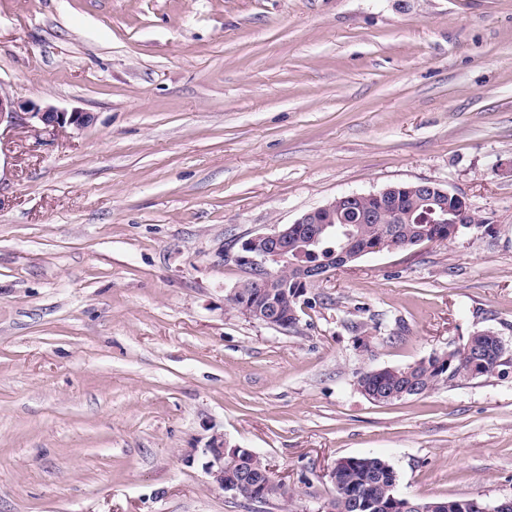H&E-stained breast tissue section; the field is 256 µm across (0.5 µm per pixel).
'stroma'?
I'll return each instance as SVG.
<instances>
[{
  "mask_svg": "<svg viewBox=\"0 0 512 512\" xmlns=\"http://www.w3.org/2000/svg\"><path fill=\"white\" fill-rule=\"evenodd\" d=\"M0 87L91 122L0 130V512H281L377 456L410 498L512 496V0H0ZM433 181L481 219L370 254L296 327L226 296L242 242L347 193ZM487 329L508 366L375 403ZM229 449L233 452L243 448H226L224 442L218 438H213L207 447L203 449L205 456L203 469L209 475L212 484L217 489L225 493H231L234 496H239V487L251 482L253 476L251 474L241 473L239 479L233 478L232 481L226 482L224 481V474L237 476L240 472L251 471L254 475L253 482L241 489L240 496L242 498H252L254 493L257 494V491L253 489V486L257 484L262 485L261 490H264L263 497L267 500H279L284 498L287 494L288 497H291L290 493H294L283 485L274 483L267 484V480L261 473L264 472L265 469L266 476L270 480L274 482L279 480L273 477L269 465L266 466V462L263 458L252 453H247L246 451H240L237 453L236 457H229L227 456Z\"/></svg>",
  "mask_w": 512,
  "mask_h": 512,
  "instance_id": "35a3bbf8",
  "label": "stroma"
}]
</instances>
